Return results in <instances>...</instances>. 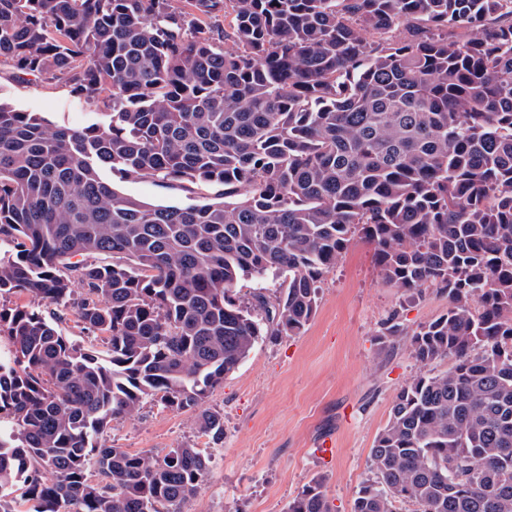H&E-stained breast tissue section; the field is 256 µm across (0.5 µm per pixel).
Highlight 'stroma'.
<instances>
[{
  "label": "stroma",
  "instance_id": "obj_1",
  "mask_svg": "<svg viewBox=\"0 0 512 512\" xmlns=\"http://www.w3.org/2000/svg\"><path fill=\"white\" fill-rule=\"evenodd\" d=\"M0 101L69 127L107 122L111 110L109 103L79 99L62 80L23 82L3 63ZM107 179L116 190L154 205H201L217 195L204 183L118 172ZM447 310L448 298L436 286L411 297L386 282L373 244L354 237L325 275L305 330L260 340L209 393L206 406L224 414L222 444L197 432L192 412L150 402L114 420L98 442L155 457L185 444L211 454V468L182 512H288L316 477L324 481L332 512H352L395 397L420 372L409 338ZM394 324L402 331L395 342L384 337ZM326 438L335 444L329 457L319 448Z\"/></svg>",
  "mask_w": 512,
  "mask_h": 512
}]
</instances>
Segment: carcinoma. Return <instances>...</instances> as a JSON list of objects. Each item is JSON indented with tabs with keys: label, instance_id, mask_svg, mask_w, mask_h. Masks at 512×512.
I'll return each instance as SVG.
<instances>
[{
	"label": "carcinoma",
	"instance_id": "cac0c4a2",
	"mask_svg": "<svg viewBox=\"0 0 512 512\" xmlns=\"http://www.w3.org/2000/svg\"><path fill=\"white\" fill-rule=\"evenodd\" d=\"M185 2L0 0V62L112 103L69 128L0 102V297L64 307L78 285L109 345L0 307V512L17 482L31 512H179L208 454L95 438L156 401L224 442L208 392L264 336L305 329L358 231L395 287L442 286L448 312L409 345L422 368L456 362L400 390L352 512H512V0ZM220 13L231 48L207 26ZM106 170L223 201L153 205ZM270 273L288 275L275 304L236 303ZM288 512H329L323 480Z\"/></svg>",
	"mask_w": 512,
	"mask_h": 512
}]
</instances>
